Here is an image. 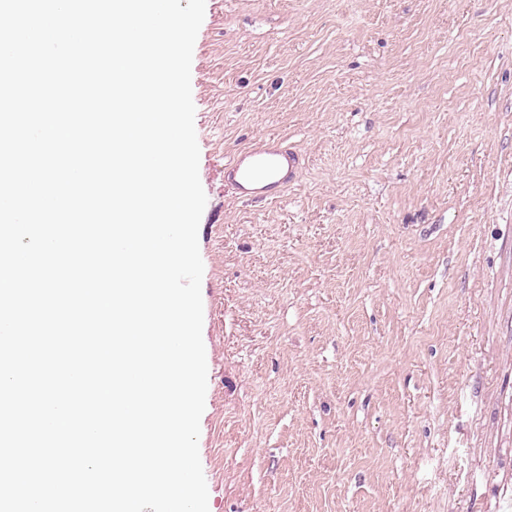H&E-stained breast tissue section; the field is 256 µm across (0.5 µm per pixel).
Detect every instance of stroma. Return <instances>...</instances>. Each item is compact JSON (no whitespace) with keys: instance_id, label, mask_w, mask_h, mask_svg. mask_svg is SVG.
I'll use <instances>...</instances> for the list:
<instances>
[{"instance_id":"35a3bbf8","label":"stroma","mask_w":512,"mask_h":512,"mask_svg":"<svg viewBox=\"0 0 512 512\" xmlns=\"http://www.w3.org/2000/svg\"><path fill=\"white\" fill-rule=\"evenodd\" d=\"M191 87L209 512H512V0H206ZM302 160L280 138L268 136L224 162V185L240 199H273L295 180Z\"/></svg>"}]
</instances>
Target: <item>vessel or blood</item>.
I'll return each mask as SVG.
<instances>
[{
	"instance_id": "b4317fda",
	"label": "vessel or blood",
	"mask_w": 512,
	"mask_h": 512,
	"mask_svg": "<svg viewBox=\"0 0 512 512\" xmlns=\"http://www.w3.org/2000/svg\"><path fill=\"white\" fill-rule=\"evenodd\" d=\"M302 160L280 138L268 136L225 162L224 184L238 198L269 200L295 180Z\"/></svg>"
}]
</instances>
